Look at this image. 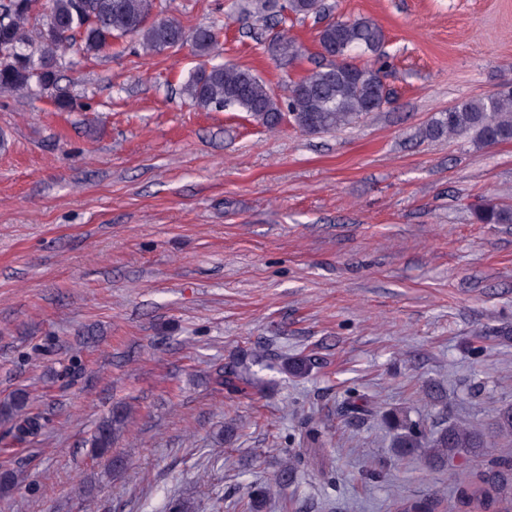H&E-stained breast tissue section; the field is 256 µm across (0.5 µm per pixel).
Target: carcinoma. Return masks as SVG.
I'll return each mask as SVG.
<instances>
[{
    "mask_svg": "<svg viewBox=\"0 0 512 512\" xmlns=\"http://www.w3.org/2000/svg\"><path fill=\"white\" fill-rule=\"evenodd\" d=\"M250 13L278 18L286 24L325 12L323 0H249ZM166 0H0V95L31 94L58 87L62 58L78 48L95 53L113 41L133 36L146 54L181 47L189 42L201 58L182 86V92L204 109L238 110L253 121L274 129L283 121L309 135L340 131L381 111L391 100L383 83V58L387 37L373 19L365 16L337 18L319 30L318 43L328 54L288 88L285 101L248 68L212 64L219 54L218 33L199 26L191 31L164 17ZM269 50L290 62L302 51L286 34L276 36ZM375 57L361 65L356 54ZM432 139L465 137L483 146L512 143V91L497 92L460 101L428 123ZM483 224H512V208L488 204L478 210ZM241 371L217 374L215 383L240 392ZM30 395L17 390L0 403V423L11 424L13 437L24 441L43 428L41 418L26 414ZM127 420V409L118 406L98 422L90 448L98 457L112 453L116 433ZM395 431L393 448L398 456L443 466L454 457L476 462L489 447L485 433L469 423L453 422L433 430L395 409L386 415ZM472 512H512V462L493 463L478 482L461 490ZM434 498L404 499L399 512H436Z\"/></svg>",
    "mask_w": 512,
    "mask_h": 512,
    "instance_id": "carcinoma-1",
    "label": "carcinoma"
}]
</instances>
